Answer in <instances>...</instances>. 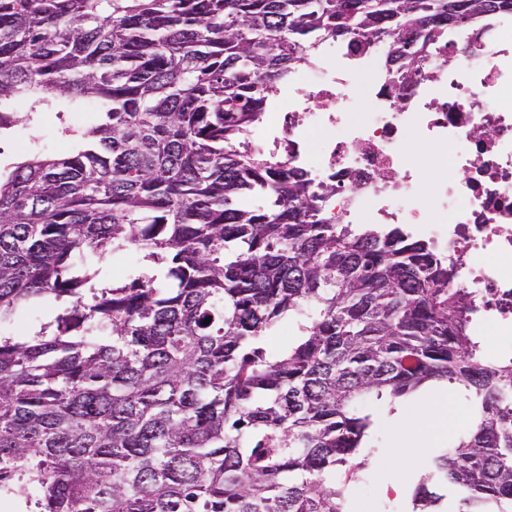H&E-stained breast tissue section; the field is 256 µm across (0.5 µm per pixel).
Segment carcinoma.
I'll return each instance as SVG.
<instances>
[{
	"instance_id": "1",
	"label": "carcinoma",
	"mask_w": 512,
	"mask_h": 512,
	"mask_svg": "<svg viewBox=\"0 0 512 512\" xmlns=\"http://www.w3.org/2000/svg\"><path fill=\"white\" fill-rule=\"evenodd\" d=\"M512 0H0V502L35 512H358L378 417L427 383L470 432L409 512H512V359L485 357L455 268L395 224H332L251 131L324 41H427ZM25 115L17 116V104ZM92 116L80 123L64 117ZM135 250L149 271L101 285ZM63 303L28 335L36 303Z\"/></svg>"
}]
</instances>
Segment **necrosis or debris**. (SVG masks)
<instances>
[{"mask_svg": "<svg viewBox=\"0 0 512 512\" xmlns=\"http://www.w3.org/2000/svg\"><path fill=\"white\" fill-rule=\"evenodd\" d=\"M468 42L448 32L426 61L423 80L401 84L384 45L324 44L275 92L260 149L332 184L328 209L339 224H400L458 265L456 282L482 311L489 356L512 355V15L487 18ZM371 75L362 93L352 78ZM368 110L351 119L358 100ZM448 148V170L421 195L405 140Z\"/></svg>", "mask_w": 512, "mask_h": 512, "instance_id": "4bbe7bcc", "label": "necrosis or debris"}]
</instances>
